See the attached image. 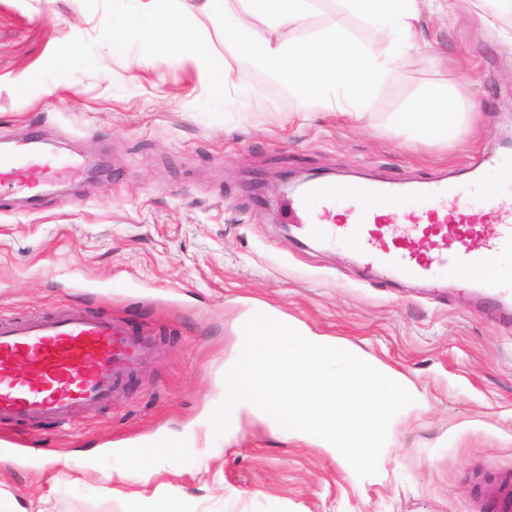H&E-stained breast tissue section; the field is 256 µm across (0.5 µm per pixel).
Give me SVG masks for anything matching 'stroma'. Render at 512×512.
I'll return each mask as SVG.
<instances>
[{
    "instance_id": "obj_1",
    "label": "stroma",
    "mask_w": 512,
    "mask_h": 512,
    "mask_svg": "<svg viewBox=\"0 0 512 512\" xmlns=\"http://www.w3.org/2000/svg\"><path fill=\"white\" fill-rule=\"evenodd\" d=\"M113 0H0V139L24 130L56 161L100 158L66 195L0 207V314L87 303L150 331L155 349L120 393L77 424L5 426L0 494L26 512H479V485L512 471V322L470 290L391 283L340 250L285 234L251 191L288 170L417 182L468 173L512 136V12L422 13L421 48L397 55L362 122L300 112L282 85L231 58L225 106L190 61L112 51ZM479 103L461 144H423L394 122L435 84ZM267 305L346 340L412 380L426 407L397 426L382 479L326 450L244 422L231 443L209 417L239 318ZM194 432L160 471L117 479L125 448Z\"/></svg>"
}]
</instances>
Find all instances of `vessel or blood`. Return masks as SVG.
<instances>
[{
  "instance_id": "1",
  "label": "vessel or blood",
  "mask_w": 512,
  "mask_h": 512,
  "mask_svg": "<svg viewBox=\"0 0 512 512\" xmlns=\"http://www.w3.org/2000/svg\"><path fill=\"white\" fill-rule=\"evenodd\" d=\"M480 169L495 179L493 194L480 181H426L417 196L396 184L357 180L310 181L290 206L306 236L360 255L393 280L444 276L477 283L502 318H512V156L484 159ZM71 166L20 155L0 156V190L33 189L72 176ZM343 209L341 224L314 221L315 207ZM405 212L409 230L381 221L384 212ZM426 227L427 255L411 247V233ZM154 349L147 333H134L119 318L69 306L27 317L0 316V424L44 417L69 421L110 402L125 377ZM189 436L159 434L127 454L130 464L162 448H183ZM485 512H512V473L483 488Z\"/></svg>"
}]
</instances>
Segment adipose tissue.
Masks as SVG:
<instances>
[{
  "mask_svg": "<svg viewBox=\"0 0 512 512\" xmlns=\"http://www.w3.org/2000/svg\"><path fill=\"white\" fill-rule=\"evenodd\" d=\"M179 0H126L113 29V50L122 49L128 28L142 43V62L190 49V60L209 78L217 96L233 86V69L181 14ZM227 0H205L204 10L221 24L224 46L277 79L306 105H320L361 121L386 83L393 55L418 45L422 11L452 15L453 0H339L342 18L313 26L319 0H245L243 15L229 14ZM383 31L387 46L358 40L344 16ZM475 106L462 86H434L421 106L397 113L399 125L423 142L452 139Z\"/></svg>",
  "mask_w": 512,
  "mask_h": 512,
  "instance_id": "ef3b65f1",
  "label": "adipose tissue"
}]
</instances>
